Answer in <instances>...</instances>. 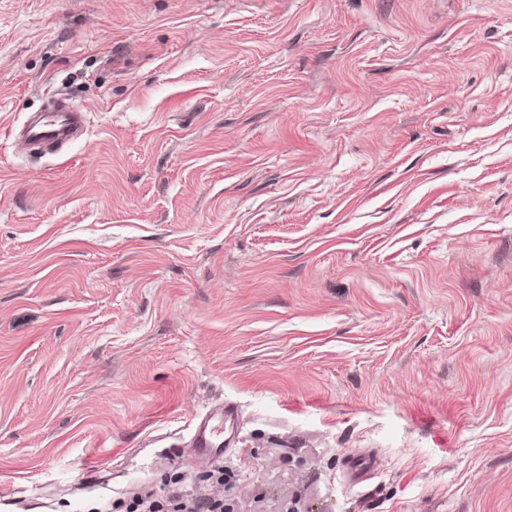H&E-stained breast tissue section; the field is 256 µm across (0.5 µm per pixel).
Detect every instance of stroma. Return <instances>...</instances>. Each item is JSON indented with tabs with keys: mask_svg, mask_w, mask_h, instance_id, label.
<instances>
[{
	"mask_svg": "<svg viewBox=\"0 0 512 512\" xmlns=\"http://www.w3.org/2000/svg\"><path fill=\"white\" fill-rule=\"evenodd\" d=\"M54 98L0 140V512H512V0H0V133ZM80 110L49 112L29 122L24 139L29 143L64 144L76 134L82 118ZM233 410L224 406L210 409L199 418L194 427L192 452L201 461H210L224 454V424L234 416Z\"/></svg>",
	"mask_w": 512,
	"mask_h": 512,
	"instance_id": "obj_1",
	"label": "stroma"
}]
</instances>
